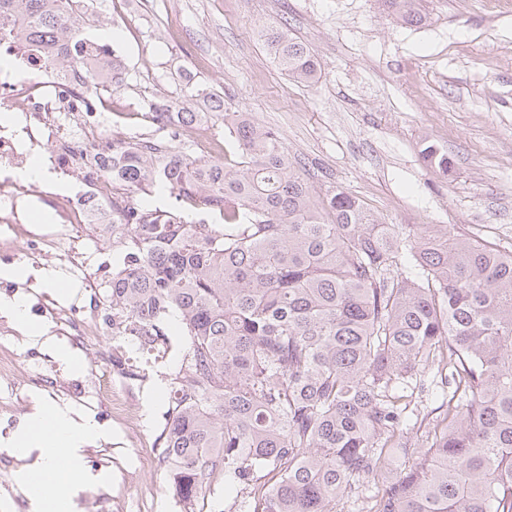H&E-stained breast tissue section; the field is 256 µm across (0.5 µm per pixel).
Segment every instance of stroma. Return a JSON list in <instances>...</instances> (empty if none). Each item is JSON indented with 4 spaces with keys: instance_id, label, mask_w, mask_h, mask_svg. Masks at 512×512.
I'll return each instance as SVG.
<instances>
[{
    "instance_id": "1",
    "label": "stroma",
    "mask_w": 512,
    "mask_h": 512,
    "mask_svg": "<svg viewBox=\"0 0 512 512\" xmlns=\"http://www.w3.org/2000/svg\"><path fill=\"white\" fill-rule=\"evenodd\" d=\"M421 5L428 21L412 25L379 0H108L86 34L121 46L129 77L119 108L136 113L138 130L152 128L138 114L143 99L180 96L188 76L276 129L315 186L342 188L383 223L442 224L512 249V0ZM270 25L310 46L312 86L290 80L266 50L260 32ZM426 141L447 151L448 175L424 162ZM79 357L77 368L52 361V386L30 407L63 403L72 383L90 381L95 357ZM170 371L113 373L111 396L80 405L107 434L83 446L80 466L109 480L76 487L68 512H97L103 496L112 512H182L155 443ZM132 402L142 409L134 430Z\"/></svg>"
}]
</instances>
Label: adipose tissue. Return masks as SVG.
Returning a JSON list of instances; mask_svg holds the SVG:
<instances>
[{
    "label": "adipose tissue",
    "mask_w": 512,
    "mask_h": 512,
    "mask_svg": "<svg viewBox=\"0 0 512 512\" xmlns=\"http://www.w3.org/2000/svg\"><path fill=\"white\" fill-rule=\"evenodd\" d=\"M103 431L91 416H73L69 409L47 406L32 415L11 446L21 457L40 449L39 462L21 474L26 493L37 512H57L58 501L70 500L72 489L84 476L75 467L80 448L102 438Z\"/></svg>",
    "instance_id": "adipose-tissue-1"
}]
</instances>
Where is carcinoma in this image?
I'll list each match as a JSON object with an SVG mask.
<instances>
[{"label":"carcinoma","mask_w":512,"mask_h":512,"mask_svg":"<svg viewBox=\"0 0 512 512\" xmlns=\"http://www.w3.org/2000/svg\"><path fill=\"white\" fill-rule=\"evenodd\" d=\"M105 0H0L25 44L80 66L91 92L123 85L85 48ZM422 25L419 0H381ZM288 78L311 85L301 40L261 30ZM148 100L152 134H112V335L178 351L157 436L183 512L216 479L246 512H512V252L448 227L398 232L337 187L316 191L278 134L224 97ZM230 123L238 161L197 156L180 130ZM423 155L441 173L448 155ZM166 194V207L144 200ZM408 258L409 268H399ZM448 388L422 448L425 377ZM405 464L394 470L396 458ZM378 491L370 492L371 487Z\"/></svg>","instance_id":"obj_1"}]
</instances>
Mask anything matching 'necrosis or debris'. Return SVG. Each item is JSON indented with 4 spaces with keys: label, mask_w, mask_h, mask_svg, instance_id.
<instances>
[{
    "label": "necrosis or debris",
    "mask_w": 512,
    "mask_h": 512,
    "mask_svg": "<svg viewBox=\"0 0 512 512\" xmlns=\"http://www.w3.org/2000/svg\"><path fill=\"white\" fill-rule=\"evenodd\" d=\"M14 16H0V55L15 65L0 76V264L53 262L55 270L95 298L99 285L87 266L100 243L112 238V180L86 172L82 189L68 194L59 180L73 176L78 156L109 141L106 118L98 112H74L69 103L88 97L76 72L46 50L22 46ZM39 159L40 178L28 177L27 164ZM94 233L80 239L79 227ZM47 318L83 349L98 351L112 324L88 312L84 302H52Z\"/></svg>",
    "instance_id": "obj_1"
}]
</instances>
